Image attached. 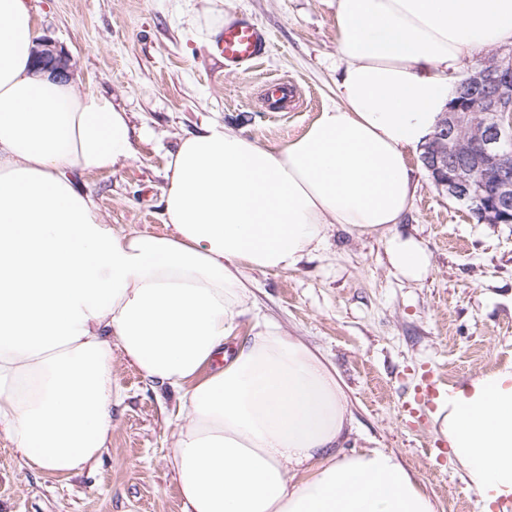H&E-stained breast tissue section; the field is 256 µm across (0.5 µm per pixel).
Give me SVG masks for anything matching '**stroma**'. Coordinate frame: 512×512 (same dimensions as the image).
<instances>
[{
	"mask_svg": "<svg viewBox=\"0 0 512 512\" xmlns=\"http://www.w3.org/2000/svg\"><path fill=\"white\" fill-rule=\"evenodd\" d=\"M38 39L70 59V81L102 96L139 130L115 170L80 174L104 223L139 232L162 226L167 155L210 122L264 147L301 134L336 104L345 61L336 37L337 0H28ZM247 17L270 34L259 66L225 69L201 28ZM288 80L283 108L262 82ZM417 181L400 230L431 254L418 280L396 275L382 234L331 230L294 270L250 272L249 313L301 337L344 380L354 429L348 449L394 452L438 512H481L462 468L448 455L431 410L411 411L423 375L459 386L512 365V224H479L434 185L419 153ZM127 398L112 418L108 448L82 470L29 468L0 439V512H184L168 463L177 413L171 389L149 385L113 357Z\"/></svg>",
	"mask_w": 512,
	"mask_h": 512,
	"instance_id": "obj_1",
	"label": "stroma"
}]
</instances>
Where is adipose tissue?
I'll use <instances>...</instances> for the list:
<instances>
[{"instance_id": "ef3b65f1", "label": "adipose tissue", "mask_w": 512, "mask_h": 512, "mask_svg": "<svg viewBox=\"0 0 512 512\" xmlns=\"http://www.w3.org/2000/svg\"><path fill=\"white\" fill-rule=\"evenodd\" d=\"M339 104L280 148L212 124L180 138L166 234L103 223L73 174L130 157L104 97L35 73L27 0H0V435L35 469L97 459L126 392L113 353L180 395L172 453L186 512H438L395 453L346 452L335 367L248 312V274L297 268L333 228L379 232L393 271L431 265L397 224L410 150L434 133L453 74L512 41V0H338ZM435 420L482 512L512 506V367L449 391Z\"/></svg>"}]
</instances>
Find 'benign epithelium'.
I'll return each mask as SVG.
<instances>
[{"label": "benign epithelium", "instance_id": "benign-epithelium-1", "mask_svg": "<svg viewBox=\"0 0 512 512\" xmlns=\"http://www.w3.org/2000/svg\"><path fill=\"white\" fill-rule=\"evenodd\" d=\"M39 70L68 78L69 58L52 41L35 49ZM438 189L482 201V223L512 222V53H497L455 84L443 130L421 157Z\"/></svg>", "mask_w": 512, "mask_h": 512}]
</instances>
